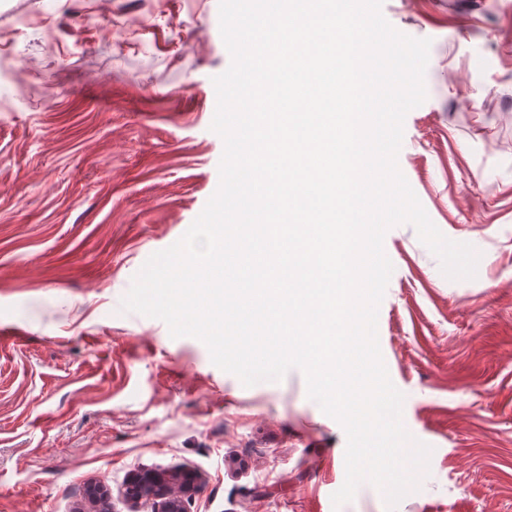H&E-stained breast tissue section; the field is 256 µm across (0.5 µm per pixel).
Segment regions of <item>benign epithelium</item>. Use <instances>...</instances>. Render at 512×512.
Returning <instances> with one entry per match:
<instances>
[{
	"mask_svg": "<svg viewBox=\"0 0 512 512\" xmlns=\"http://www.w3.org/2000/svg\"><path fill=\"white\" fill-rule=\"evenodd\" d=\"M196 490V476L190 472L173 476L147 470L129 483L125 497L131 502L153 501V512H184L182 496Z\"/></svg>",
	"mask_w": 512,
	"mask_h": 512,
	"instance_id": "obj_1",
	"label": "benign epithelium"
}]
</instances>
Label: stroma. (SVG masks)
<instances>
[{
    "label": "stroma",
    "instance_id": "1",
    "mask_svg": "<svg viewBox=\"0 0 512 512\" xmlns=\"http://www.w3.org/2000/svg\"><path fill=\"white\" fill-rule=\"evenodd\" d=\"M431 39L399 168L430 219L480 254L452 281L412 225L378 341L402 422L432 448L395 509L345 480L342 426L303 373L244 386L193 337L121 301L219 184V0H0V512H152L145 470L191 472L188 512H512V0H384ZM468 97H460V87Z\"/></svg>",
    "mask_w": 512,
    "mask_h": 512
}]
</instances>
